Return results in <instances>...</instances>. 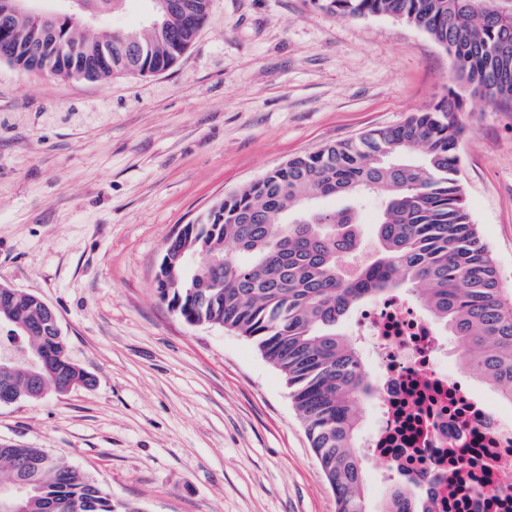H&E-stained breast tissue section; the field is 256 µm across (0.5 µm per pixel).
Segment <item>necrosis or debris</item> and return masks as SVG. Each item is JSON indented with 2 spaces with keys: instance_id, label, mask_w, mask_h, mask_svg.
<instances>
[{
  "instance_id": "1",
  "label": "necrosis or debris",
  "mask_w": 512,
  "mask_h": 512,
  "mask_svg": "<svg viewBox=\"0 0 512 512\" xmlns=\"http://www.w3.org/2000/svg\"><path fill=\"white\" fill-rule=\"evenodd\" d=\"M355 332L373 348L378 417L366 446L392 478L431 512H512V417L475 381L448 372V340L410 297L393 293L362 305ZM473 461L476 479L450 485V460Z\"/></svg>"
}]
</instances>
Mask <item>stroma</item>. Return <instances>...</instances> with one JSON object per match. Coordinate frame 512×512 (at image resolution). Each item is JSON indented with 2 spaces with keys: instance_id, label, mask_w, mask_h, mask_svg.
Returning a JSON list of instances; mask_svg holds the SVG:
<instances>
[{
  "instance_id": "obj_1",
  "label": "stroma",
  "mask_w": 512,
  "mask_h": 512,
  "mask_svg": "<svg viewBox=\"0 0 512 512\" xmlns=\"http://www.w3.org/2000/svg\"><path fill=\"white\" fill-rule=\"evenodd\" d=\"M447 51L315 0H211L170 70L98 82L0 61V285L52 306L93 385L0 405L142 512H336L280 371L155 290L168 240L271 169L403 123L453 84ZM460 179L512 294V105L466 96Z\"/></svg>"
}]
</instances>
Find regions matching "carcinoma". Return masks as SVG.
<instances>
[{"instance_id":"obj_1","label":"carcinoma","mask_w":512,"mask_h":512,"mask_svg":"<svg viewBox=\"0 0 512 512\" xmlns=\"http://www.w3.org/2000/svg\"><path fill=\"white\" fill-rule=\"evenodd\" d=\"M342 16H389L431 36L450 55L454 79L481 98L512 100V0H321ZM198 28L177 12L157 25L114 29L95 38L69 17L38 25L25 16L0 29L13 40L14 62H28V43L44 41L40 67L64 78L148 76L172 68ZM463 101L454 88L405 123L294 157L214 205L198 224L169 240L187 243L214 283L194 287L177 260L156 279L159 297L189 323L232 329L255 342L285 377L320 468L336 493L337 512H431L422 503L385 497L372 506L365 491L359 406L372 383L355 342L336 331L355 308L406 286L429 319L464 348L463 368L512 402V298H506L491 251L472 222L459 178ZM382 193L377 257L357 268L346 262L364 249L356 208ZM346 197L352 205L325 211L313 201ZM33 298L12 315L35 320ZM48 354L57 378L41 393H61L60 379L85 378L60 335L35 328L19 338L0 323V364L23 350ZM141 512L115 506L82 472L40 448L0 444V512Z\"/></svg>"}]
</instances>
